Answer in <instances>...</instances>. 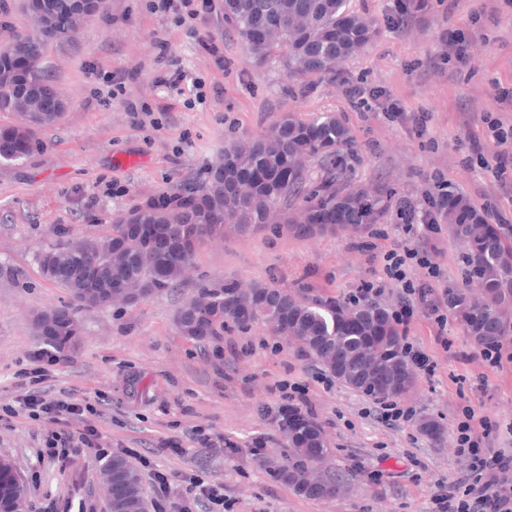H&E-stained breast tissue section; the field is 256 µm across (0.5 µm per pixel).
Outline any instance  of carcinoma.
Masks as SVG:
<instances>
[{"instance_id":"cac0c4a2","label":"carcinoma","mask_w":512,"mask_h":512,"mask_svg":"<svg viewBox=\"0 0 512 512\" xmlns=\"http://www.w3.org/2000/svg\"><path fill=\"white\" fill-rule=\"evenodd\" d=\"M70 0L22 2L24 13L50 14ZM224 18L245 45L250 59L265 64L278 59L293 81L332 76L380 34L377 22L353 11L349 0H224ZM46 42L19 33L9 49L35 57V70L22 85L7 73L0 74V112H17L35 98L47 80L40 61ZM352 142L350 129L339 118L323 115L311 120L289 115L266 132L224 146L219 162L201 168L169 193L201 200L202 207L141 209L140 224H152L159 238L139 243L124 222L115 216L109 233L84 239L69 249L72 236L65 233L39 255L43 274L64 288L71 302L55 309L57 315L108 303L106 292L120 291L140 280L151 295L177 287L184 267L191 264L192 241L211 224H255L257 228L285 231L304 237L311 224L331 226L336 220L356 224L366 231L387 217L393 207L391 189L381 183L374 189L348 184L344 149ZM38 133L24 138L20 125L0 127V161H16L41 151ZM317 163L326 174L312 186L310 166ZM248 185L239 196L236 185ZM453 236L468 246L467 263L472 282L450 288L448 311L468 330L479 347L500 342L512 314V249L487 227L484 214L474 208L468 221L458 224L449 211L440 214ZM356 312L354 322L344 323L345 313ZM182 335L196 341L216 336L227 323L247 328L261 323L273 333L286 323L296 337L299 352L335 373L340 383L374 399H392L415 381L403 353L402 336L388 309L378 303L344 306L313 293L302 285L289 288L276 278L240 288L234 281L222 284L201 281L190 305L178 312ZM347 360L344 373L335 372L336 357ZM307 422L299 432L286 420L278 429L288 437L290 453L276 477L313 498L338 495L342 480L332 473L306 483L309 464L328 454L323 433L313 416L300 411ZM128 461L112 456L106 468L126 489L125 512L138 507L140 477L127 468Z\"/></svg>"}]
</instances>
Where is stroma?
<instances>
[{
	"instance_id": "1",
	"label": "stroma",
	"mask_w": 512,
	"mask_h": 512,
	"mask_svg": "<svg viewBox=\"0 0 512 512\" xmlns=\"http://www.w3.org/2000/svg\"><path fill=\"white\" fill-rule=\"evenodd\" d=\"M206 2L197 18L179 24L160 0H110L106 19L88 21L72 41L46 46L42 65L66 110L41 130L40 152L0 162V406L30 388L41 348L37 317L70 299L39 263L58 231L100 235L134 199L169 191L215 162L227 143L290 114L333 113L344 121L353 137L345 152L352 184L385 183L421 213L444 182L512 243V168L494 179L466 162L464 145L480 140L495 153L485 116L512 123V105L497 97L498 88L512 87V0H427L402 26L390 20V0H351L354 11L379 22L380 36L346 62L341 81L315 79L303 87L281 63L253 64L224 18V0ZM450 27L467 32L471 66L449 62L442 35ZM175 67L185 78L172 87L162 78ZM114 75L123 78L120 88L109 84ZM348 84L397 100L409 123L355 103L344 92ZM199 92L201 104L194 101ZM422 239L440 276L430 281L415 268L414 281L431 282L439 295L469 280L467 248L447 225L408 235L394 215L357 234L299 239L265 229L201 245L178 288L81 312L74 350L47 366L39 389L90 405V413L71 420V434L92 426L103 447L135 449L176 477L223 482L232 512H432L437 483L461 475L455 440L464 407L490 422L489 447L512 448V360L485 366L455 319L440 325L415 315L403 335L435 369L416 371L399 397L413 418L391 426L378 419L371 397L323 383L321 364L263 326L231 327L196 341L176 325L200 280L245 287L275 277L347 302L362 283L378 279L388 250ZM283 382L306 390L307 409L329 448L321 467L345 479L336 497H305L273 475L288 452L271 420ZM426 419L437 422V434L421 431ZM199 427L223 435L233 450L198 452L191 431ZM55 429L42 418L0 417V457L35 479L26 488L25 512H108L104 464L94 450L70 449L64 463L39 459ZM259 439L260 460L250 453ZM169 443L178 453L166 451Z\"/></svg>"
}]
</instances>
